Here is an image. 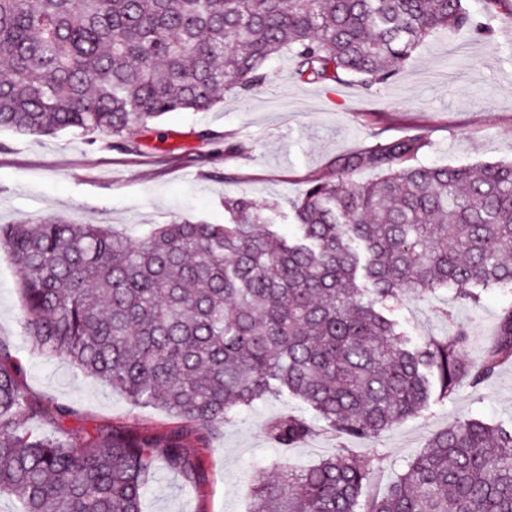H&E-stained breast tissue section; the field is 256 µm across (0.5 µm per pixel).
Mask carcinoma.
Here are the masks:
<instances>
[{"label":"carcinoma","mask_w":512,"mask_h":512,"mask_svg":"<svg viewBox=\"0 0 512 512\" xmlns=\"http://www.w3.org/2000/svg\"><path fill=\"white\" fill-rule=\"evenodd\" d=\"M463 27H476L466 0H0V130H78L139 153L151 122L261 88L282 51L302 83L372 89ZM428 146L418 130L337 159L293 202L292 241L246 196L224 200L226 224L181 218L138 240L55 217L0 226L23 272L25 339L206 433L277 395L313 411L266 424L282 451L316 419L376 438L512 359L511 307L476 363L465 332L418 344L390 317L407 293L475 302L512 285V162L410 164ZM362 169L379 176L353 179ZM22 376L0 342V499L17 512H142L159 465L200 481L182 431L76 441L71 410L32 400ZM272 469L255 470L250 512H512V428L475 417L436 433L380 496L364 495L374 468L342 453Z\"/></svg>","instance_id":"cac0c4a2"}]
</instances>
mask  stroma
I'll return each mask as SVG.
<instances>
[{
	"instance_id": "obj_1",
	"label": "stroma",
	"mask_w": 512,
	"mask_h": 512,
	"mask_svg": "<svg viewBox=\"0 0 512 512\" xmlns=\"http://www.w3.org/2000/svg\"><path fill=\"white\" fill-rule=\"evenodd\" d=\"M477 21L491 32L440 31L386 84L366 90L355 82L332 89L298 82L287 54L266 64L272 84L248 93L228 92L208 112H173L157 120L143 152L119 151L105 139L62 131L52 136L0 132V225L31 224L59 216L78 224H109L138 237L151 225L178 218L209 224L227 220L224 201L245 195L262 207L276 230L292 237L297 226L289 201L309 180L335 175L336 158L379 141L425 130L426 166H468L512 159V10L488 16L482 0H469ZM214 142L197 138L199 130ZM21 269L0 248V341L21 358L23 383L37 402L69 406L66 427L81 439L112 425L141 434L184 427L165 410L133 405L124 394L85 376L64 359L31 353L25 343L19 293ZM512 307V289L481 291L478 303L458 300L454 289L406 295L392 316L415 341L447 337L451 327L468 329L467 359H478L494 338L500 314ZM449 318H442L441 309ZM296 399L270 397L225 422L198 441L204 481L192 487L176 473L157 468L143 512H249V478L276 457L264 435L268 420L305 413ZM473 416L512 427V362L478 387L461 383L456 393L432 403L376 439L319 435L288 449L290 464L305 468L338 449L374 465L369 491L389 488L410 458L438 431Z\"/></svg>"
}]
</instances>
